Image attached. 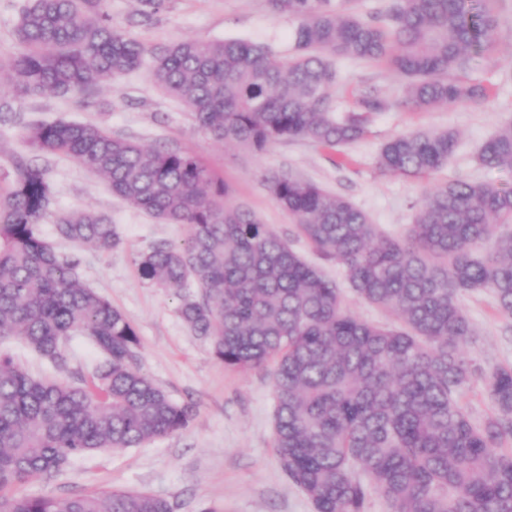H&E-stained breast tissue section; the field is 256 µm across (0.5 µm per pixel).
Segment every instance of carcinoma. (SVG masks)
Here are the masks:
<instances>
[{"instance_id": "obj_1", "label": "carcinoma", "mask_w": 512, "mask_h": 512, "mask_svg": "<svg viewBox=\"0 0 512 512\" xmlns=\"http://www.w3.org/2000/svg\"><path fill=\"white\" fill-rule=\"evenodd\" d=\"M269 2L297 21L296 54L286 63L242 40L184 39L150 50L112 23L108 0H28L0 115L15 112L18 98L83 93L147 65L203 132L261 153L284 140L358 141L390 106L363 90L355 110L333 112L338 58L385 60L409 79L402 104L419 109L489 98L459 74L491 50L497 0H390L371 19L355 0ZM29 141L102 176L113 195L156 220L188 226L182 245L139 253L138 272L163 288H196L182 296V319L224 366L272 365L274 448L315 512H364L371 488L388 512H512V452L502 450L512 441V367L490 374L495 412L482 424L457 401L475 371L459 298L486 290L512 320V230H503L512 224L511 190L465 178L436 185L405 235L388 237L344 197L289 173L268 177L298 234L343 268L358 299L394 317L381 325L354 316L335 280L233 205L229 185L195 154L69 120L31 124ZM457 145L447 129L398 134L378 164L426 177ZM477 160L512 171V120ZM51 205L46 168L17 160L14 179L0 183V339H20L65 371L70 341L84 336L100 360L68 382L34 376L0 351V512H174L168 500L136 490L3 494L61 472L73 456L137 448L194 417L141 372L131 321L79 281L78 259L47 240L41 224ZM55 230L100 250L120 244L111 218L92 211L60 214Z\"/></svg>"}]
</instances>
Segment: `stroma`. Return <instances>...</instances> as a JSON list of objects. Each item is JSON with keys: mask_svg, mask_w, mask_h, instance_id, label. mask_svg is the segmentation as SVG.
Segmentation results:
<instances>
[{"mask_svg": "<svg viewBox=\"0 0 512 512\" xmlns=\"http://www.w3.org/2000/svg\"><path fill=\"white\" fill-rule=\"evenodd\" d=\"M115 24L148 48L183 39H241L268 46L281 60L295 53V19L274 13L268 0H166L151 22H141L139 0H109ZM495 46L474 57L464 78L485 85L487 102L430 110L401 106L407 80L381 60L340 59L341 82L334 90L337 112L355 107L354 93L377 85L390 108L374 115L367 137L336 150L307 140H285L254 154L215 142L200 131L187 108L165 95L140 69L97 88L89 95L42 96L17 102L15 120L0 123V181L12 179L17 157L33 156L28 140L31 121L67 119L97 124L117 137L158 148H179L198 155L232 188V202L252 212L285 238L310 263L336 281L344 275L336 263L320 259L298 237L292 218L273 199L267 175L288 170L343 196L369 215L387 234L397 236L412 224L414 204L437 183L463 177L512 189V172L487 170L477 161L483 142L503 122L512 120V0H500ZM448 129L458 147L432 176L416 179L381 170L377 156L394 135ZM53 204L42 225L49 241L66 255L80 257L77 276L108 298L135 326L142 371L177 403L194 407L190 426L138 448L77 455L59 474L35 476L15 485L16 495L67 496L131 489L169 499L176 512H315L307 495L292 484L273 447L274 398L270 367L239 372L224 367L207 341L182 320L181 299L169 288L143 281L136 256L152 245L178 246L187 237L182 224L157 221L115 197L105 181L64 156L45 160ZM72 210L111 217L121 243L109 251L77 247L58 238L56 218ZM460 306L475 336L468 350L482 373L458 395L474 423L494 412L488 377L512 366V330L485 291L461 297ZM5 346L32 374L73 380L98 357L83 337L70 343L69 369L60 372L11 339Z\"/></svg>", "mask_w": 512, "mask_h": 512, "instance_id": "1", "label": "stroma"}]
</instances>
